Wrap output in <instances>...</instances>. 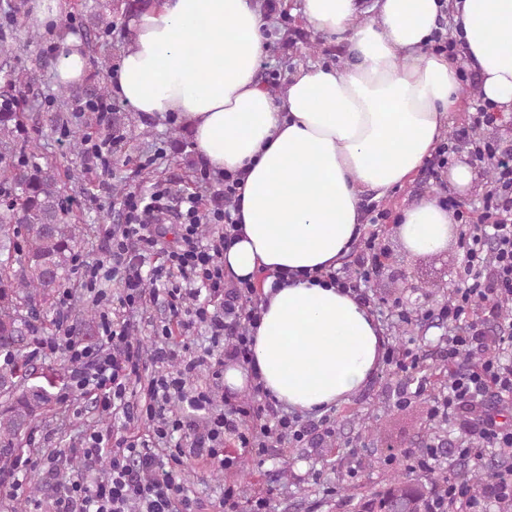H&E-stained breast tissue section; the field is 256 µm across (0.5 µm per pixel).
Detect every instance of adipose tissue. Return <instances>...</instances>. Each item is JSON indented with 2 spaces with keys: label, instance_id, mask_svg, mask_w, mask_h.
Instances as JSON below:
<instances>
[{
  "label": "adipose tissue",
  "instance_id": "1",
  "mask_svg": "<svg viewBox=\"0 0 512 512\" xmlns=\"http://www.w3.org/2000/svg\"><path fill=\"white\" fill-rule=\"evenodd\" d=\"M303 0L317 31L347 34L342 70H300L281 102L257 79L263 21L252 0H152L131 18L115 90L147 116H181L213 169L245 171L241 220L223 254L233 281H265L253 362L224 367L228 393L257 384L288 408L347 403L381 366L380 323L330 284L360 232L363 193L387 196L434 152L460 99L458 63L431 53L438 0ZM458 34L484 100L512 112V0H454ZM452 218L436 199L404 211L396 233L414 254L444 249Z\"/></svg>",
  "mask_w": 512,
  "mask_h": 512
}]
</instances>
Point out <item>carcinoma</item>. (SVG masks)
Listing matches in <instances>:
<instances>
[{"label":"carcinoma","instance_id":"cac0c4a2","mask_svg":"<svg viewBox=\"0 0 512 512\" xmlns=\"http://www.w3.org/2000/svg\"><path fill=\"white\" fill-rule=\"evenodd\" d=\"M150 0H92L82 3L92 31L112 30V12ZM103 86L88 82L64 86L62 101L80 106L105 97ZM22 103L0 106V460H10L32 423L52 403L56 376L29 382L25 350L43 307L72 273L81 233L64 205L70 172L40 162L39 147L24 123ZM20 269H15L14 264ZM489 474L464 459L439 477L425 480L394 476L380 489L357 497L355 512H430L433 495L450 481L486 487Z\"/></svg>","mask_w":512,"mask_h":512}]
</instances>
